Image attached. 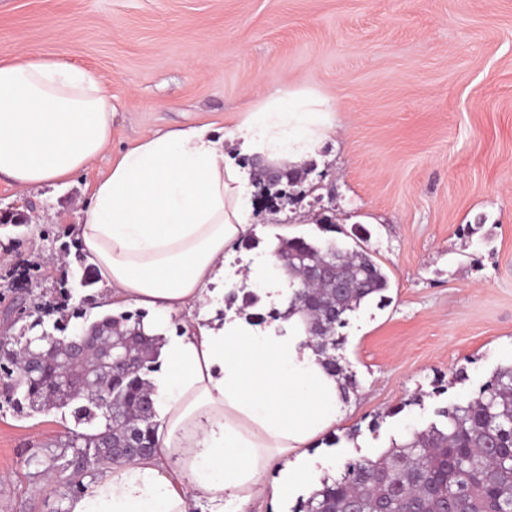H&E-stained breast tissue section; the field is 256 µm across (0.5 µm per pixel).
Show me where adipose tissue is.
<instances>
[{
	"label": "adipose tissue",
	"mask_w": 512,
	"mask_h": 512,
	"mask_svg": "<svg viewBox=\"0 0 512 512\" xmlns=\"http://www.w3.org/2000/svg\"><path fill=\"white\" fill-rule=\"evenodd\" d=\"M97 72L55 59L0 63V181L55 184L112 142V98ZM327 99L288 90L245 110L230 138L202 124L139 136L94 181L74 227L115 305L146 310L158 339L157 453L107 466L66 512H240L272 506L308 479V450L335 428L342 389L307 344L298 316L265 327L201 314L224 278V252L248 238L251 168L315 158ZM184 316L180 334L171 316Z\"/></svg>",
	"instance_id": "obj_1"
}]
</instances>
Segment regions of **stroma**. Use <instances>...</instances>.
<instances>
[{"label": "stroma", "instance_id": "35a3bbf8", "mask_svg": "<svg viewBox=\"0 0 512 512\" xmlns=\"http://www.w3.org/2000/svg\"><path fill=\"white\" fill-rule=\"evenodd\" d=\"M59 54L110 79L112 147L63 185L0 183V211L44 216L0 224V337L59 305V251L78 255L90 186L136 138L225 135L243 104L288 89L334 108L299 186L313 216L250 209L255 246L226 251L207 313L252 290L248 266L276 278L281 237L335 239L382 266L384 301L342 330L358 386L311 473L443 424L512 364V0H0L1 62ZM73 426L69 410L20 416L0 398V512H66L71 493L41 461Z\"/></svg>", "mask_w": 512, "mask_h": 512}]
</instances>
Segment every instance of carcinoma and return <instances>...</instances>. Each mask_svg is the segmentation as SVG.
I'll return each instance as SVG.
<instances>
[{
    "mask_svg": "<svg viewBox=\"0 0 512 512\" xmlns=\"http://www.w3.org/2000/svg\"><path fill=\"white\" fill-rule=\"evenodd\" d=\"M288 258V286L303 287L299 272L312 261L323 259L348 269L358 286L336 298L331 289L316 285L305 289L304 315L318 319L321 305L336 313V321L317 337L318 351L326 369L344 379V390L357 388L355 375L329 351L344 347L338 329L346 316L361 303L384 298L389 280L382 267L363 249H347L330 240L319 243L302 237L281 238L273 250ZM53 330L66 335L73 318L83 317L60 306ZM143 311L105 315L82 329L141 324ZM37 350L27 346L24 336L0 341V383L5 400L17 412L44 413L71 409L75 429L60 447L71 454L53 458L48 469L68 488L80 491L81 478L94 475L112 458L108 444L112 437L131 441L137 448L157 449V422L154 410L138 412L147 394L153 392L149 375L158 371V346L150 340V350L137 358L134 369L106 381L103 397L112 411L100 405V396L74 382L62 399L51 395L60 383L62 369L43 361L38 371L26 366ZM447 424H435L411 433L409 441L393 444L378 457L347 459L338 479L322 480V486L301 499L293 512H351L362 503L367 512H378L387 504L394 512H512V365L498 370L478 396L458 402L442 412Z\"/></svg>",
    "mask_w": 512,
    "mask_h": 512,
    "instance_id": "carcinoma-1",
    "label": "carcinoma"
}]
</instances>
